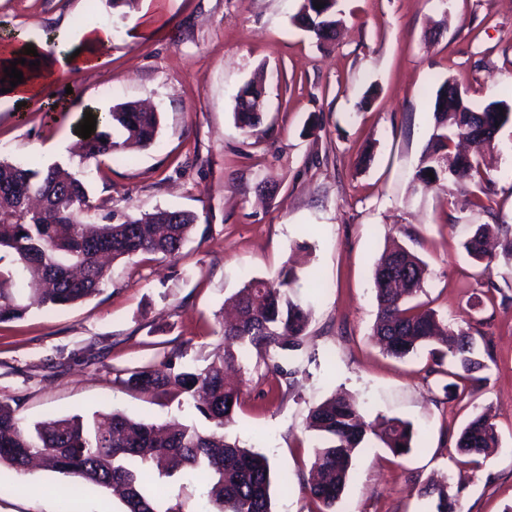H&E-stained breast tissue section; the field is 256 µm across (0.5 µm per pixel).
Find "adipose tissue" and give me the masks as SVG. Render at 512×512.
Wrapping results in <instances>:
<instances>
[{"label": "adipose tissue", "mask_w": 512, "mask_h": 512, "mask_svg": "<svg viewBox=\"0 0 512 512\" xmlns=\"http://www.w3.org/2000/svg\"><path fill=\"white\" fill-rule=\"evenodd\" d=\"M81 41L83 48L80 53H72L66 47L59 48L55 54L44 58L38 69L21 84L12 87L10 92H1L0 100L16 104L38 99L48 87L60 81L64 74L100 64L102 58L97 50L100 46L111 44L112 33L103 26L89 27L83 30Z\"/></svg>", "instance_id": "1"}]
</instances>
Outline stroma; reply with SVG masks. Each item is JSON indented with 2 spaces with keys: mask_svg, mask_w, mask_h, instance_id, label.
<instances>
[{
  "mask_svg": "<svg viewBox=\"0 0 512 512\" xmlns=\"http://www.w3.org/2000/svg\"><path fill=\"white\" fill-rule=\"evenodd\" d=\"M300 0H0V36L76 43L80 18L111 29L106 63L68 73V112L25 113L0 101V161L78 166L74 124L85 107L107 111L144 100L160 115L155 146L130 162L88 168L97 209L139 216L156 208L198 215L178 257L113 262L103 291L45 311L14 277L19 319L0 323V402L26 425L55 417L122 412L212 430L186 396L143 393L130 371L173 360L201 368L224 353L226 298L250 279L294 269L295 301L311 306L302 351L287 380L249 350V371L230 437L265 454L273 512H325L304 485L316 440L311 410L353 396L368 417L411 423L412 450L394 457L371 440L353 458L341 512H432L419 489L447 477L462 512L512 505V257L491 271L463 248L481 224L512 225V120L484 162L480 206L467 185L424 187L416 170L433 131L435 92L451 81L475 107L512 105V0H338L340 24L318 43L292 18ZM262 74L261 124L241 128L234 100ZM428 265L421 301L448 322L470 320L489 348L482 383L445 397L428 352L397 359L371 336L373 273L392 243ZM487 411L498 444L479 466L458 468L456 440L473 411ZM147 494L181 512H214L210 476L143 466ZM288 482H281V475ZM0 512H60L66 485L44 467L8 473Z\"/></svg>",
  "mask_w": 512,
  "mask_h": 512,
  "instance_id": "stroma-1",
  "label": "stroma"
}]
</instances>
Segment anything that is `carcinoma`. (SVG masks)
Returning a JSON list of instances; mask_svg holds the SVG:
<instances>
[{
    "label": "carcinoma",
    "mask_w": 512,
    "mask_h": 512,
    "mask_svg": "<svg viewBox=\"0 0 512 512\" xmlns=\"http://www.w3.org/2000/svg\"><path fill=\"white\" fill-rule=\"evenodd\" d=\"M324 29L313 34L319 41L335 37L336 0H326ZM448 83L437 90L434 127L421 156L418 178L427 186L446 188L482 178L477 158L451 154L454 139L471 136L472 125L483 122L501 127L512 117V107L495 100L476 109L460 92L447 94ZM237 122L252 129L261 113L251 112L235 97ZM160 118L133 102L106 113L96 123L91 137L81 140L84 168L68 171L59 166L32 169L0 161V252L13 256L25 275L31 304L45 309L66 307L99 294L109 276L102 258L132 257L138 254L176 257L195 228L199 216L193 212L158 208L140 218L127 216L121 222L91 226L85 218L94 208L85 168L100 167L105 160H120L134 149L157 143ZM452 160L451 168L445 167ZM433 177H428V173ZM38 202L32 207L30 201ZM463 247L473 260L490 269L486 240L503 236V250L512 256V238L503 235L500 224H481ZM425 263L414 253L396 247L385 253L374 270L377 320L373 336L388 355L403 359L429 346L439 369L435 374L448 378L443 386L449 399L464 395L481 378L475 373L486 368L478 358L471 324L439 325L435 311L413 299L422 292ZM10 270H0V322L20 319L27 308L14 303ZM293 273L283 268L269 278H253L231 298L238 311L235 321L224 324V340L240 347H253L272 361L275 373L284 370L279 360L301 349L312 309L290 296ZM448 368H443L444 358ZM238 356L224 350L222 366L202 370L146 366L130 373L124 383L141 392L175 390L190 397L204 392L199 407L216 429L203 433L193 426H171L134 420L114 411L94 418L92 425L82 417L49 418L28 428L10 405L0 403V468L24 472L37 457L64 478L79 477L87 484L118 489L126 512H177L162 508L145 492L140 466L153 465L161 474L180 467H200L213 475L209 496L219 504V512H272L271 470L268 458L239 440L224 434L243 395L240 384L224 379V366ZM308 428L317 433L319 443L311 461L307 487L327 512L339 505L352 472V453L373 436L392 455L411 451L413 429L399 418L373 422L352 401L332 397L312 410ZM498 434L489 415H474L461 430L456 447L478 464L477 456L496 445ZM421 495L435 500V512H457L458 494L448 482H429Z\"/></svg>",
    "instance_id": "carcinoma-1"
}]
</instances>
